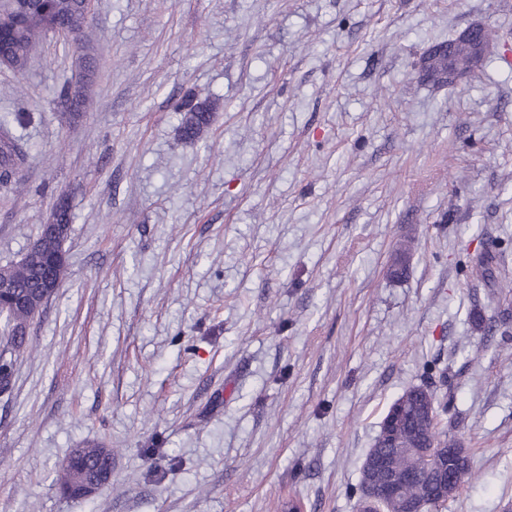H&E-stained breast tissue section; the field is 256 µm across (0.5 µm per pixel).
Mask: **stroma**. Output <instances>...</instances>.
Here are the masks:
<instances>
[{"label": "stroma", "instance_id": "stroma-1", "mask_svg": "<svg viewBox=\"0 0 512 512\" xmlns=\"http://www.w3.org/2000/svg\"><path fill=\"white\" fill-rule=\"evenodd\" d=\"M475 25L483 63L423 80ZM508 55L512 0H95L81 36L0 67V114L29 116L0 266L60 197L73 215L0 393V512H357L389 406L438 384L477 476L438 512H512V299L470 271L512 276ZM188 95L217 105L193 141ZM87 442L112 483L72 501L52 479ZM485 27L481 25L473 26L470 29H468L466 32H464L462 35H460L455 43L456 44H467L470 45L473 53L471 57V64L472 67L469 69H456V68H448V55H447V47L448 44H451L454 41H450L448 43H440L437 45L432 46L425 54V59L427 61H430L431 63L426 67L428 69V80L423 75L424 79L428 82L432 83L433 86L442 87L447 85L448 83H452L456 85L462 78H464L471 70L475 69L476 66H478L482 58L484 56L487 43H478L475 41V36L477 32H479L481 29H484ZM446 47V49L441 50L443 47ZM479 56L478 60L477 57ZM448 73L446 76L447 81H443V78L440 77L436 79L434 77V72H437L438 74L444 75L445 71Z\"/></svg>", "mask_w": 512, "mask_h": 512}]
</instances>
